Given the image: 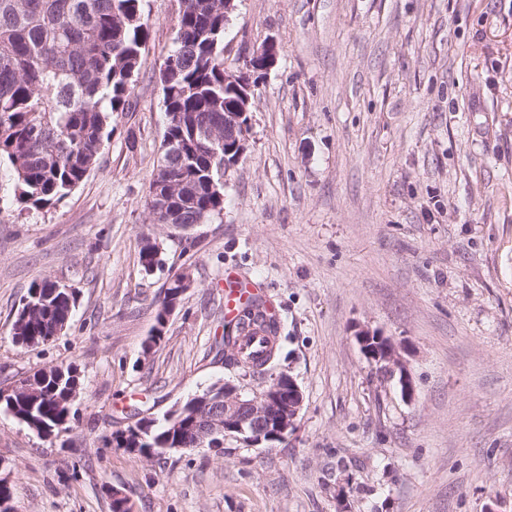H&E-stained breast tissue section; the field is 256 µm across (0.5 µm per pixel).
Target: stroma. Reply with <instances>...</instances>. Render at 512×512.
Returning <instances> with one entry per match:
<instances>
[{
	"label": "stroma",
	"mask_w": 512,
	"mask_h": 512,
	"mask_svg": "<svg viewBox=\"0 0 512 512\" xmlns=\"http://www.w3.org/2000/svg\"><path fill=\"white\" fill-rule=\"evenodd\" d=\"M129 104L60 203H19L0 165V387L74 365L72 428L45 439L0 412L15 512H512V0H237L224 65L267 38L248 149L224 210L150 223L162 156L159 68L178 0H143ZM163 264L145 272L144 240ZM193 285L151 351L171 274ZM257 283L281 324L279 369L304 403L270 448L236 440L141 455L107 446L132 409L163 419L225 365L224 275ZM48 277L78 292L64 332L11 342ZM400 348L415 397L365 358ZM265 58L264 67L257 68L258 70H268L271 68L277 58V43L274 39L269 38L265 40L260 47L253 50L252 54L246 60V68L253 69L252 64L258 63L261 59Z\"/></svg>",
	"instance_id": "1"
}]
</instances>
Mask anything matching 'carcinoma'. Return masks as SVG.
Wrapping results in <instances>:
<instances>
[{
  "label": "carcinoma",
  "mask_w": 512,
  "mask_h": 512,
  "mask_svg": "<svg viewBox=\"0 0 512 512\" xmlns=\"http://www.w3.org/2000/svg\"><path fill=\"white\" fill-rule=\"evenodd\" d=\"M148 21L142 0H0V160L11 166L18 199L34 208L61 202L96 164L124 111L137 73ZM165 112L163 164L152 185V224H203L224 210V180L210 151L224 161V0H186L174 46L158 74ZM212 125L216 142L197 129ZM145 272L162 264L156 244L139 251ZM12 325V342L38 347L67 327L61 319L77 298L50 278L32 281ZM276 315L251 296L224 335V362L244 374L271 375L278 363ZM37 385L0 402L37 434L38 422L71 428L69 397L78 375L55 366L36 370ZM173 423L140 428L151 453L175 447Z\"/></svg>",
  "instance_id": "obj_1"
}]
</instances>
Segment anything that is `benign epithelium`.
I'll use <instances>...</instances> for the list:
<instances>
[{
    "label": "benign epithelium",
    "instance_id": "1",
    "mask_svg": "<svg viewBox=\"0 0 512 512\" xmlns=\"http://www.w3.org/2000/svg\"><path fill=\"white\" fill-rule=\"evenodd\" d=\"M277 43L265 40L246 60V68L262 61L264 69L273 66ZM224 83L232 84L241 101L235 111L224 113V171L235 167L247 150L254 91L245 72L225 70ZM366 358L387 379L396 382L401 395L410 401L414 386L398 348L387 338L361 331L356 336ZM245 376L237 381L218 382L189 399L190 406L175 405L168 414L172 418L184 412L191 414L195 444L208 445L215 451L224 449V441L232 438L251 447H270L283 441L296 426L304 403L303 393L295 379L280 371L259 388L246 389Z\"/></svg>",
    "mask_w": 512,
    "mask_h": 512
}]
</instances>
